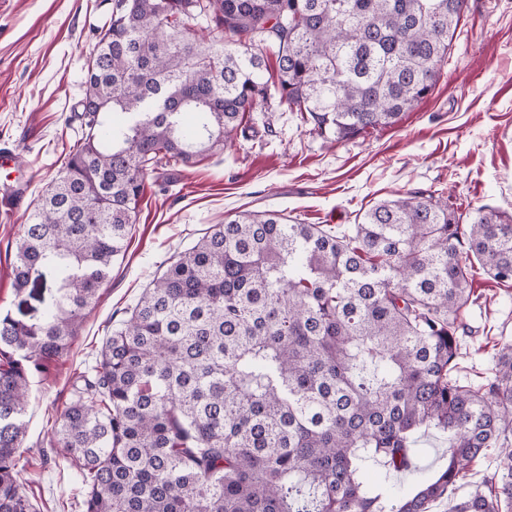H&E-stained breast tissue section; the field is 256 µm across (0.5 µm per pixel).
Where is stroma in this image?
Returning a JSON list of instances; mask_svg holds the SVG:
<instances>
[{"instance_id":"stroma-1","label":"stroma","mask_w":512,"mask_h":512,"mask_svg":"<svg viewBox=\"0 0 512 512\" xmlns=\"http://www.w3.org/2000/svg\"><path fill=\"white\" fill-rule=\"evenodd\" d=\"M112 0H0V146L28 174L24 206L0 213V313L39 321V300L14 292L15 244L38 196L81 136L73 108L84 64ZM438 191L463 220L480 207L512 215V0H467L453 48L431 94L392 126L333 141L272 102L251 113L224 147L144 180L124 256L68 349L31 380L22 476L41 512H82V494L52 438L79 372L172 258L208 228L242 213L278 212L344 229L377 200ZM462 313V377L479 383L512 343V283L475 269Z\"/></svg>"}]
</instances>
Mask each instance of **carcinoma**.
<instances>
[{
    "label": "carcinoma",
    "instance_id": "cac0c4a2",
    "mask_svg": "<svg viewBox=\"0 0 512 512\" xmlns=\"http://www.w3.org/2000/svg\"><path fill=\"white\" fill-rule=\"evenodd\" d=\"M466 0H112L76 106L84 132L16 243L0 316V512L20 480L32 371L59 356L127 249L143 182L225 144L273 96L320 136L395 124L429 95ZM204 20L232 41L198 43ZM275 49L278 82L263 77ZM512 281V215L463 224L424 191L344 231L277 213L215 224L152 280L78 374L53 439L83 512H429L500 449L448 512H512V344L482 384L458 375L472 268ZM448 439L415 485L416 437ZM496 450L490 449L486 455L476 461L472 467L468 479L458 485L450 494L451 498H461L472 491L482 477L490 472L494 467Z\"/></svg>",
    "mask_w": 512,
    "mask_h": 512
}]
</instances>
